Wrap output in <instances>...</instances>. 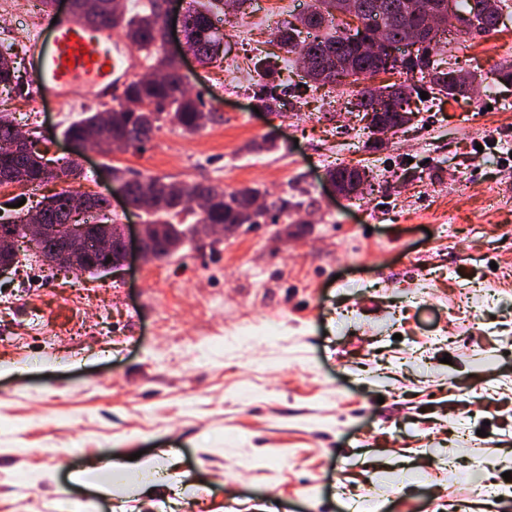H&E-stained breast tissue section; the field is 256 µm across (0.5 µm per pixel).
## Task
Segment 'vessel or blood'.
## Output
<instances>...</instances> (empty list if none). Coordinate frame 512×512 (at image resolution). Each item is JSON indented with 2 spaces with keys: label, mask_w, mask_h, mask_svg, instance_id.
I'll return each instance as SVG.
<instances>
[{
  "label": "vessel or blood",
  "mask_w": 512,
  "mask_h": 512,
  "mask_svg": "<svg viewBox=\"0 0 512 512\" xmlns=\"http://www.w3.org/2000/svg\"><path fill=\"white\" fill-rule=\"evenodd\" d=\"M27 62V91L34 101L50 95L62 103L75 98L109 102L140 58L120 43L111 26L91 23L57 0L37 19Z\"/></svg>",
  "instance_id": "obj_1"
}]
</instances>
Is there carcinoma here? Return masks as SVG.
<instances>
[{
	"label": "carcinoma",
	"mask_w": 512,
	"mask_h": 512,
	"mask_svg": "<svg viewBox=\"0 0 512 512\" xmlns=\"http://www.w3.org/2000/svg\"><path fill=\"white\" fill-rule=\"evenodd\" d=\"M359 15L375 21L389 30L396 40L406 29L422 22V13L415 0H354ZM457 11L471 15L476 20L477 33H489L496 29L497 20L509 8L507 0H455ZM162 0H147L144 11L133 14L123 10L116 14L100 8L86 14L93 22H107L120 30L125 37L153 59V68L166 72L161 81L135 80L128 83L122 100L112 107L109 126L99 121V112L90 108L84 117L71 123L64 131L67 136L83 139L107 138L119 142L124 149L139 148L146 144L162 123L170 121L187 133L200 129L202 101L191 94L180 76L161 50ZM343 13V0H314L311 8L296 18L286 21L277 32L279 49L287 54L298 55V61L306 57H322L330 49L348 62V80L341 86L348 87L347 104L354 105L364 115L378 112L377 100L390 97L392 86L368 84L366 80L376 75V63L358 52L353 46H336V33L326 31L333 25L336 14ZM315 32L312 39L300 40L301 27ZM186 43L199 57V62L209 65L224 59V42L218 35L210 9L190 8L183 23ZM437 45H426L416 50L415 61L403 66L399 74L405 79L397 93L407 96L420 95L421 87L415 81V73L428 70V83L437 93L454 98L459 94L456 70L438 64L435 55ZM260 80L252 88V97L270 112H287L295 109L299 99L286 96L280 90V75L271 56L254 62ZM14 76L8 50H0V85H8ZM18 125L7 112H0V173L12 174L16 182L40 184L49 181H76L83 176L82 166L76 159H67L59 166L46 168L31 156L14 149ZM132 198L140 199L142 192L151 195L152 204L145 211L150 224H160L163 235L160 241L162 259L167 260L183 246L187 232L196 224H264L268 217L251 210V199L259 194L256 187H245L237 194L224 198V190L213 185L181 184L177 191L167 190L162 178L147 182L139 178L127 179ZM206 199L208 205L194 206L198 199ZM42 219L48 224H65L70 220L69 190L64 189L38 203Z\"/></svg>",
	"instance_id": "1"
}]
</instances>
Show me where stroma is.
I'll return each instance as SVG.
<instances>
[{
    "instance_id": "35a3bbf8",
    "label": "stroma",
    "mask_w": 512,
    "mask_h": 512,
    "mask_svg": "<svg viewBox=\"0 0 512 512\" xmlns=\"http://www.w3.org/2000/svg\"><path fill=\"white\" fill-rule=\"evenodd\" d=\"M311 4L245 0L217 21L232 80L185 56L211 114L199 131L166 122L141 149L83 159L85 190L110 194L115 167L255 186L288 199L277 223L75 286L28 263L0 277V512H358L342 486L391 489L407 472L420 483L382 512H479L462 473L512 512V8L441 52L474 93H429L374 148L336 92L303 87L276 51L278 25ZM32 13L0 12L17 78L0 110L62 158L80 111L27 93ZM271 52L297 111L253 110L252 60ZM342 163L372 189L336 195ZM141 450L177 456L152 490L76 481Z\"/></svg>"
}]
</instances>
